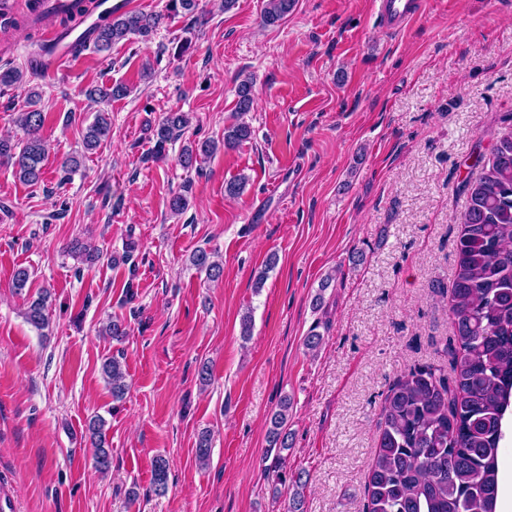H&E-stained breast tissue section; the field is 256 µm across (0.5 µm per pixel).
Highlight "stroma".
<instances>
[{"label":"stroma","mask_w":512,"mask_h":512,"mask_svg":"<svg viewBox=\"0 0 512 512\" xmlns=\"http://www.w3.org/2000/svg\"><path fill=\"white\" fill-rule=\"evenodd\" d=\"M265 5L199 0L175 15L168 0H134L131 11L162 16L151 39L87 48L52 84L32 63L39 29L0 32V71L26 78L0 86V135L22 138L13 119L30 86L50 143L38 184L0 167V497L13 512H284L293 488L273 487L265 469L269 419L285 398L286 471L308 476L303 512H363L390 384L449 368L458 183L478 177L471 154L512 117V0H428L396 34L373 0H296L274 26ZM245 80L251 139L183 168V145L223 140ZM119 83L130 92L104 107L110 139L65 174L94 118L86 90ZM171 111L191 124L158 160L154 131ZM238 177L244 190L227 196ZM176 193L188 199L179 215L168 208ZM76 238L101 250L97 265L64 255ZM198 248L218 251L222 279L190 265ZM19 265L32 282L18 294ZM44 286L52 316L40 332L24 311ZM111 316L129 329L123 342L99 332ZM313 330L315 354L304 345ZM118 353L129 384L120 401L101 371ZM97 415L106 473L86 431ZM159 456L169 462L161 495Z\"/></svg>","instance_id":"35a3bbf8"}]
</instances>
